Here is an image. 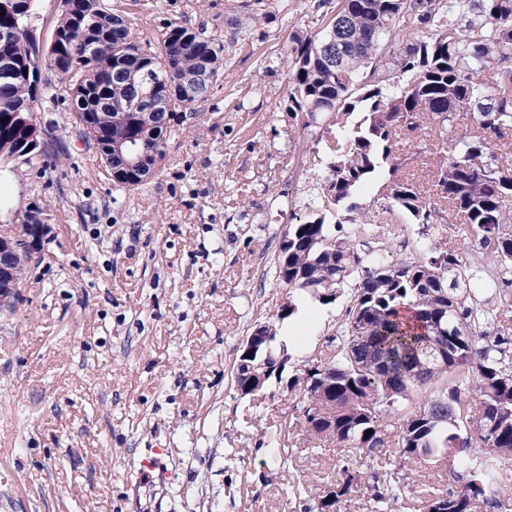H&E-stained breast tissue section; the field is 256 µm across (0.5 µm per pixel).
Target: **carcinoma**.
<instances>
[{
  "instance_id": "cac0c4a2",
  "label": "carcinoma",
  "mask_w": 512,
  "mask_h": 512,
  "mask_svg": "<svg viewBox=\"0 0 512 512\" xmlns=\"http://www.w3.org/2000/svg\"><path fill=\"white\" fill-rule=\"evenodd\" d=\"M47 51L27 30L38 0H15L0 9V157L32 165L43 151L28 150V126L39 103L70 97L69 121L82 139L94 136L101 161L113 169L116 189L130 192L156 171L167 140L204 102L224 76V42L176 21L144 34L108 0H66ZM237 21L249 28L288 12V0ZM276 59L288 68L285 109L291 118L321 129L323 175L318 205L288 227V245L272 262L276 281L289 293L322 305L351 290L346 319L332 337L334 350L306 379V407L298 423L308 442L336 443L369 456L393 448L400 458L452 461L459 490L452 512H472L480 502L502 508L492 489L512 485L500 463L512 455V338L490 336L482 325L503 298L488 281L470 287L462 258L444 241L428 240L414 253L380 264L361 252L395 220L427 227L439 214L404 174L399 143L428 128L439 150L433 174L439 198L463 216L494 263L512 266V170L499 166L495 146L512 136V0H336L322 27L282 45ZM471 126L458 127L460 111ZM157 148L136 165L112 161L111 145ZM379 185L381 211L353 202L369 183ZM350 229L343 228V224ZM267 324L272 340L256 358L239 357L237 389L250 367L270 369L291 359L279 335L298 307ZM448 348L447 358L441 357ZM427 367L421 384L413 382ZM480 398L468 403L466 393ZM433 418L418 417L421 408ZM372 434H366V431ZM367 484L374 512H392L404 485L397 471L343 469L334 499L318 496V512L347 500Z\"/></svg>"
}]
</instances>
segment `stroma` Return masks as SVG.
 <instances>
[{"mask_svg":"<svg viewBox=\"0 0 512 512\" xmlns=\"http://www.w3.org/2000/svg\"><path fill=\"white\" fill-rule=\"evenodd\" d=\"M254 0H111L140 30L179 20L224 42V80L173 138L138 189L121 192L98 149L67 125L70 100L40 105L46 163L0 167V226L38 205L43 258L16 302L0 307V512H310L344 466L398 471L393 512H423L454 487L440 464L394 449L360 458L293 435L287 476L274 454L284 419L301 416L302 386L239 395L238 350L288 298L270 266L321 173L319 128L285 110L281 44L319 26L325 0L237 32ZM433 236L455 244L467 272L489 264L459 216ZM348 296L308 300L282 328L294 375L325 348ZM159 449V469L141 462Z\"/></svg>","mask_w":512,"mask_h":512,"instance_id":"obj_1","label":"stroma"}]
</instances>
